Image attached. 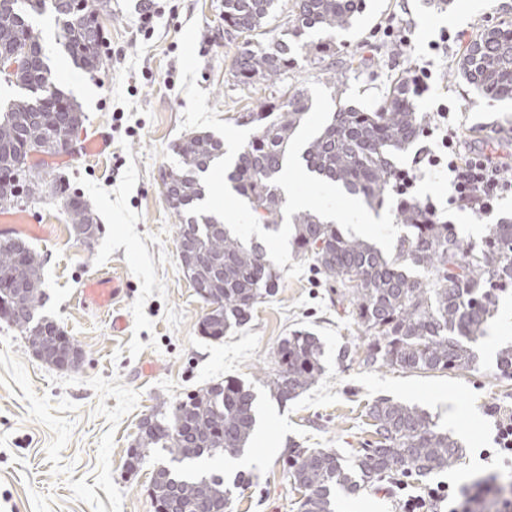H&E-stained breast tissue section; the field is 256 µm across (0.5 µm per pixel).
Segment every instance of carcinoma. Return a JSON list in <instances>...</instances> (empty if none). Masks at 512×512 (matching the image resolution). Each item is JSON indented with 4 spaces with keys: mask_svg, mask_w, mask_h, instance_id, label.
Returning a JSON list of instances; mask_svg holds the SVG:
<instances>
[{
    "mask_svg": "<svg viewBox=\"0 0 512 512\" xmlns=\"http://www.w3.org/2000/svg\"><path fill=\"white\" fill-rule=\"evenodd\" d=\"M76 12L64 14L57 0H0V55L26 50L33 64H24L11 77L28 95L14 100L0 114V173L8 174L18 158L46 135L63 138L82 124L79 106L50 79L44 61L41 31L31 18L47 12L60 27L62 45L79 69L93 71L103 60V36H92L81 14L90 10L112 15L111 0H75ZM364 0H295L291 34L267 45L245 41L235 61L236 77L244 85L272 82L274 95L258 110L243 115L256 131L239 152L228 175L233 190L244 198L259 223L280 230L286 202L273 183L285 165L292 136L311 109L304 88L287 82L294 55H313L325 61L331 43L312 46L303 41L310 29L329 34L350 28ZM279 7V0H224V33L255 32ZM293 41H288V37ZM461 79L478 94L492 100H512V24L500 23L478 32L458 61ZM405 77L396 79L389 94L373 111L345 106L333 113L301 155L307 172L357 196L370 207L397 196V170L391 156L407 148L422 133L425 117L412 101ZM181 164L164 173L165 199L179 217L177 231L196 226L197 243L212 263L222 269L216 296L224 304V321L200 322L201 332L219 339L248 322L256 305L274 296L280 274L259 243L241 242L229 228L211 233L221 223L213 214L191 215L188 210L204 192L198 174L224 155V143L201 131L175 146ZM66 213L77 235L93 220L88 200L59 186ZM398 220L407 228L388 255L364 239L344 234L311 211L293 215L291 251L308 261L324 283L347 302L345 312L366 337L363 363L402 371L470 370L476 364L473 344L484 335V325L495 292L512 288V220L492 224L479 247L465 245L455 228L437 220L418 200L398 206ZM28 262L15 276L0 280V301L19 314L8 320L27 340L28 347L43 341L41 327L60 333L57 324L27 307L43 299L39 255L27 250ZM322 345L306 330H294L278 343L272 367L262 373L263 383L280 404L294 400L316 384L323 374ZM496 375L512 378V347L502 349ZM375 440L361 449L356 468L342 464L326 448L288 449L287 476L301 492L297 512H335L336 489L357 492L383 478L401 475L420 481L457 464L461 445L437 429L431 416L414 406L379 398L369 407ZM256 426V395L251 387L226 379L186 395L170 411L143 420L130 448L129 468L144 463L151 448L170 455L151 477L148 492L159 506L175 497L194 506L207 496L218 505L229 502L231 488L249 484L239 473L233 487L224 483V471L200 465L202 461L239 455Z\"/></svg>",
    "mask_w": 512,
    "mask_h": 512,
    "instance_id": "1",
    "label": "carcinoma"
}]
</instances>
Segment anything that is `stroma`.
Instances as JSON below:
<instances>
[{
    "instance_id": "1",
    "label": "stroma",
    "mask_w": 512,
    "mask_h": 512,
    "mask_svg": "<svg viewBox=\"0 0 512 512\" xmlns=\"http://www.w3.org/2000/svg\"><path fill=\"white\" fill-rule=\"evenodd\" d=\"M141 0H111L104 18L105 56L98 71L73 68L52 14L35 17L44 38L51 73L72 69L74 82L59 87L84 113L79 138L106 131L111 152L91 158L72 151L49 160L50 177L69 184L90 201L100 232L91 243L75 237L59 201L48 199L7 209L20 222L29 247L40 254L44 297L41 314L51 318L82 351L75 370L46 365L26 347L23 336L0 321V512H154L147 488L158 454L136 470L127 452L141 421L162 402H173L215 382L232 378L257 396L253 443L242 457L226 461L224 474L250 477L234 493L231 512H293L298 497L283 470L292 445L332 448L355 463L370 440L369 407L380 397L427 412L440 430L463 448L459 463L413 485V493L441 481L463 482L493 470L481 460L491 447L489 406L512 410V379L496 377L497 350L489 336H512V288L497 292L487 335L474 349L477 363L467 372H405L340 362L341 347L361 348L363 337L341 305L333 304L323 279L308 262L293 258L280 271L277 294L257 305L251 319L221 339L202 335L201 300L185 278L178 256V217L161 188L163 173L178 163L175 146L187 106L177 54L187 23L199 19L197 85L219 120L239 125L240 117L268 96L266 83L241 85L233 63L243 36H226L224 0H159L152 36L139 29ZM512 22V0H365L349 30L336 36L332 69L323 71L297 57L288 81L324 86L333 108L372 109L391 81L411 65L432 76L414 104L438 120L447 103L455 121L469 128L471 145L512 149V101L479 96L454 72L465 39L485 26ZM450 38L430 50L441 31ZM361 65L348 66L350 57ZM432 201L441 221L460 239L480 244L489 225L512 218V199L483 220L448 204L446 179L428 177L413 190ZM114 280L121 294L113 330L110 317L86 297L94 280ZM304 329L324 347V372L315 385L282 405L259 381L283 336ZM391 481L358 492L336 493V512H399Z\"/></svg>"
}]
</instances>
